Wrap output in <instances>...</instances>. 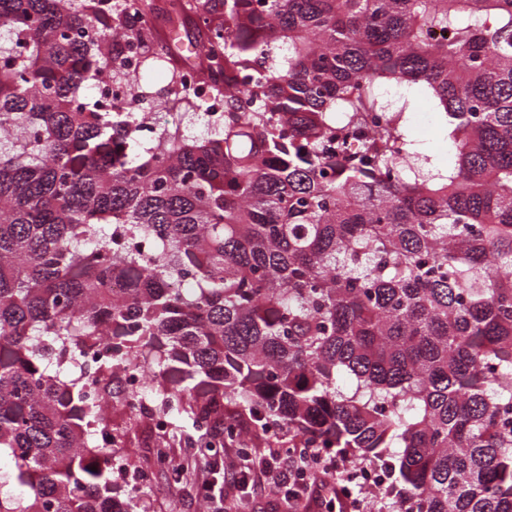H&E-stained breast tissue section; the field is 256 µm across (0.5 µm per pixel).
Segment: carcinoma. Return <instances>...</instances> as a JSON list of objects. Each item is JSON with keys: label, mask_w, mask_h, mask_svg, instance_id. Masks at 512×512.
<instances>
[{"label": "carcinoma", "mask_w": 512, "mask_h": 512, "mask_svg": "<svg viewBox=\"0 0 512 512\" xmlns=\"http://www.w3.org/2000/svg\"><path fill=\"white\" fill-rule=\"evenodd\" d=\"M181 10L224 117L143 140L141 95L80 88L165 7L0 0V512H137L118 419L206 499L224 437L285 429L385 473L386 512H512V0ZM422 103H419L414 110L411 133L418 141L420 147L426 154L438 158L442 162L448 161V141L441 128V123L436 115L429 113V128L428 132L420 130L418 127L419 109Z\"/></svg>", "instance_id": "carcinoma-1"}]
</instances>
